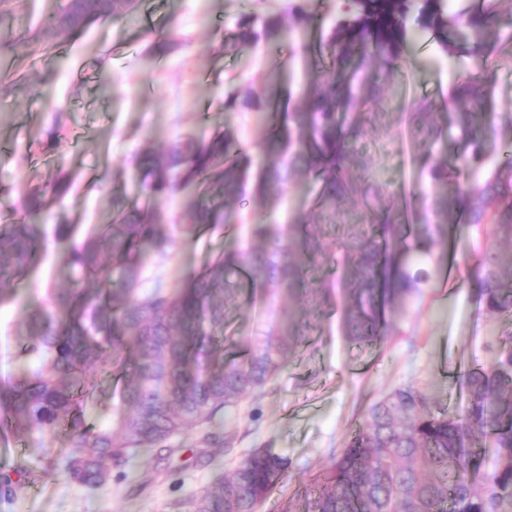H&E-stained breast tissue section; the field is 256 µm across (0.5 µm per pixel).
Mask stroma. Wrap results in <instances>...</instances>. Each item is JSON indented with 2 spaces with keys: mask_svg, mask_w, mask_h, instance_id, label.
Listing matches in <instances>:
<instances>
[{
  "mask_svg": "<svg viewBox=\"0 0 512 512\" xmlns=\"http://www.w3.org/2000/svg\"><path fill=\"white\" fill-rule=\"evenodd\" d=\"M66 0H0V28L24 32L28 22L59 12ZM289 0H142L136 14L101 19L76 38L39 40L34 64L28 67L31 93L0 74V222L21 213L28 190L37 188L51 206L64 213L75 240H83L112 215V193L131 184L132 158L148 148H163L191 136L206 139L231 128L244 145L258 150L262 162L275 161L262 152L267 129L254 113L224 111L227 90L251 85L273 87L282 109L304 103L303 88L321 70L318 44L321 27L331 26L340 0H312L321 24L301 28L293 36L225 49L247 14L260 19L287 18ZM368 82L378 85V100L362 104V133L354 142L370 169L356 172L358 191L377 187L383 202L405 198L418 208L415 185L435 162H455L462 146L456 123L445 140L431 150L414 152L411 141L427 138V129L408 123L413 100L431 111L455 114L448 99L457 66L420 70L401 66L393 72L364 61ZM65 102L54 116L45 97ZM512 116V64L496 66L491 110L484 120L501 127ZM61 139H54V126ZM70 191L56 197L59 178ZM318 185L312 178L284 186L276 209L279 224L305 223L321 245L305 256L295 297L284 303L273 291L234 287L236 301L226 314L224 354L241 359L252 338L282 315L295 312L299 341L284 369L266 388L244 395L231 415L234 438L223 446L225 471H232L254 448H272L287 456L284 480L260 504L258 512H305L307 487L328 470L369 407L396 387L414 384L434 408L463 409L468 392L463 375L492 367L506 337L512 315L486 311L471 275L475 252L512 251V233L466 221L450 225L447 250L438 270L444 283L402 305L379 307L383 334L375 342H355L344 327L348 296L338 284L340 244L363 228L358 204L312 215ZM237 221L227 227L201 228L176 235L165 259H152L151 282L181 286L211 257L249 247L247 222L254 207L235 205ZM71 281L54 237H47L27 275L14 281V297L0 304V381L23 364L16 328L27 303L43 297L47 287ZM196 432L181 436L171 455L140 457L127 478L113 477L110 486L87 492L58 471L44 473L41 452L60 457L70 446L67 434L37 432L0 434V512H171L173 502L201 491L211 481L213 466L196 443Z\"/></svg>",
  "mask_w": 512,
  "mask_h": 512,
  "instance_id": "35a3bbf8",
  "label": "stroma"
}]
</instances>
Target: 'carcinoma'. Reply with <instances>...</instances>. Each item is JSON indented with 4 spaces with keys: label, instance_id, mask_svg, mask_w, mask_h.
I'll return each instance as SVG.
<instances>
[{
    "label": "carcinoma",
    "instance_id": "cac0c4a2",
    "mask_svg": "<svg viewBox=\"0 0 512 512\" xmlns=\"http://www.w3.org/2000/svg\"><path fill=\"white\" fill-rule=\"evenodd\" d=\"M139 0H67L61 12L42 20L40 36H72L103 17L134 12ZM314 20L309 0L288 6V23L258 22L249 15L238 24L234 41L259 43L290 34ZM425 38L440 57L456 61L465 73L450 88V100L462 105L456 123L466 134L463 159L473 170L485 166L486 147L497 144L495 168L485 183L455 197L448 195L453 170L436 163L429 183H420L423 217L399 224L406 203H380L372 188L359 204L366 223L387 242L416 233L418 251L397 259L374 241L357 237L341 247L342 288L349 294L347 335L354 340L379 336L374 299L385 294L402 303L429 282V267L449 222L487 221L512 232V118L507 133L478 117L489 111L492 81L504 31L497 0H342L340 17L320 35L332 67L306 87L308 108L280 111L275 92L249 87L224 94V110L252 111L267 124L269 151L280 160L258 162L228 128L205 140L186 138L163 150L147 149L135 161L150 180L139 186L140 204L126 193H112V219L81 242L70 225L53 215L54 237L63 245L74 285L50 288L46 298L24 310L19 326L20 355L39 359L36 371L21 372L0 385V430L22 436L33 431L71 432L72 450L58 459L45 455L43 471L61 470L89 492L112 481V465L128 466L138 456L173 452L171 439L203 429L200 443L209 448L214 431L246 393L261 390L283 367L294 349L291 312L283 311L278 333H269L241 362H224V315L233 300L226 288L232 273L253 291L269 286L285 299L293 296L302 264L294 257L292 237L267 221V201L296 175L319 183L316 211L354 197L349 171L368 162L352 154L348 140L360 134V120L349 127L338 113L361 101L362 78L348 73L345 62L360 52L392 70L401 61L406 37ZM411 119L424 122L433 139L443 138L448 122L433 119L417 104ZM186 193L188 223H171L158 201ZM257 204L249 225L257 248L210 258L186 287L156 283L142 291L144 253L160 257L176 233L234 222L229 205L246 196ZM39 191L27 194L23 217L0 228V303L13 296L4 287L5 272L23 275L38 257L45 238ZM474 274L486 309L512 314V252H485L475 259ZM133 355V367L119 400L105 408L106 421L85 420L86 373L91 365ZM467 407L459 413L435 411L412 384H405L371 406L349 437L333 466L318 476L308 512H512V336L495 367L464 376ZM490 438L496 451L493 468H483L476 439ZM288 459L272 448L254 449L226 476L219 472L201 492L175 508L188 512H257L267 494L288 471Z\"/></svg>",
    "mask_w": 512,
    "mask_h": 512
}]
</instances>
